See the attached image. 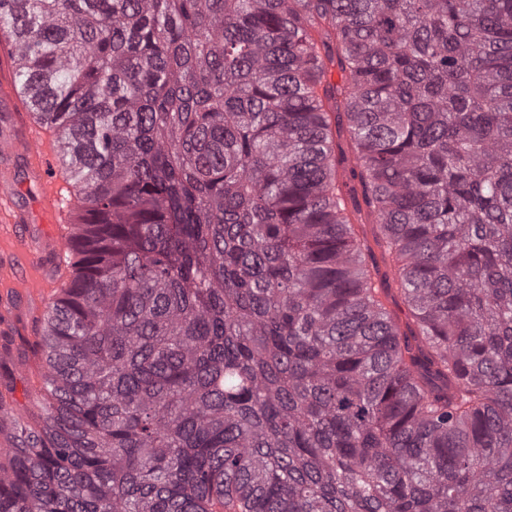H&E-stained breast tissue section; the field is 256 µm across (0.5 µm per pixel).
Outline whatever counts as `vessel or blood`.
I'll use <instances>...</instances> for the list:
<instances>
[{
	"label": "vessel or blood",
	"mask_w": 512,
	"mask_h": 512,
	"mask_svg": "<svg viewBox=\"0 0 512 512\" xmlns=\"http://www.w3.org/2000/svg\"><path fill=\"white\" fill-rule=\"evenodd\" d=\"M17 96L14 90L0 94V117L15 129L13 136L0 141V156L6 160L0 166V266L10 268L8 279L0 283V320L6 322L14 317L10 296L26 297L34 308L43 310L52 298L42 290V283L58 288L67 283L64 253L73 234L67 223L71 204L64 201L55 181L58 160L50 145L51 131L33 116L15 112ZM17 157L30 162V177L44 185L40 208L49 222L47 230L27 227L29 216L18 204L17 184L9 165L10 159Z\"/></svg>",
	"instance_id": "1"
}]
</instances>
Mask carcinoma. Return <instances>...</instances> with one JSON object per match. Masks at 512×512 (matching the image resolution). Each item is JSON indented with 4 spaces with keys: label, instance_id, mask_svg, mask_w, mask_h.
Segmentation results:
<instances>
[{
    "label": "carcinoma",
    "instance_id": "cac0c4a2",
    "mask_svg": "<svg viewBox=\"0 0 512 512\" xmlns=\"http://www.w3.org/2000/svg\"><path fill=\"white\" fill-rule=\"evenodd\" d=\"M2 40L82 235L0 512H512V0H0Z\"/></svg>",
    "mask_w": 512,
    "mask_h": 512
}]
</instances>
